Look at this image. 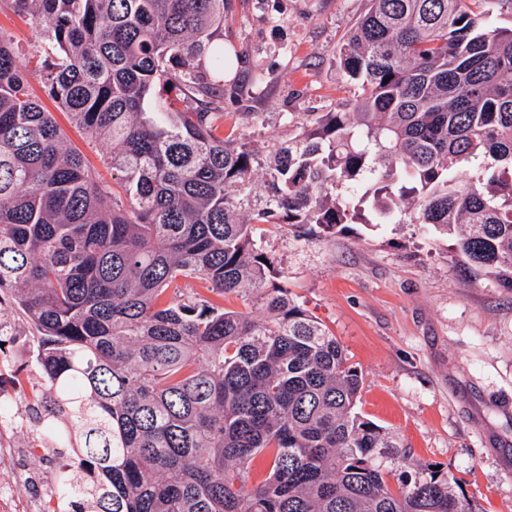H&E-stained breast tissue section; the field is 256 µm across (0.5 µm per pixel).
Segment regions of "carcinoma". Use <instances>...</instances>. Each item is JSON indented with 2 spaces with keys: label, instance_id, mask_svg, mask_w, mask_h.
I'll return each mask as SVG.
<instances>
[{
  "label": "carcinoma",
  "instance_id": "cac0c4a2",
  "mask_svg": "<svg viewBox=\"0 0 512 512\" xmlns=\"http://www.w3.org/2000/svg\"><path fill=\"white\" fill-rule=\"evenodd\" d=\"M5 2L43 41L0 30V344L20 311L71 512H481L439 470L389 483L398 440L356 412L361 375L263 244L404 216L511 287L512 29L471 0H368L338 52L358 94L262 158L224 134L231 0ZM34 77L112 144V182ZM30 82L33 94L41 99L47 110L54 112L68 140L83 152L87 165L97 171L102 178L112 182V170L106 168L102 163L103 150L100 144H89L83 131L71 125L67 117L61 113L62 111L57 107L56 103L46 97L38 80L32 78Z\"/></svg>",
  "mask_w": 512,
  "mask_h": 512
}]
</instances>
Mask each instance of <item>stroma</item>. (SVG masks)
Listing matches in <instances>:
<instances>
[{"label":"stroma","mask_w":512,"mask_h":512,"mask_svg":"<svg viewBox=\"0 0 512 512\" xmlns=\"http://www.w3.org/2000/svg\"><path fill=\"white\" fill-rule=\"evenodd\" d=\"M367 0H232L224 43L236 52L240 94L225 95L226 129L261 153L314 112H332L356 90L336 62ZM265 113L255 123L251 113ZM266 249L293 298L336 336L362 375L358 412L398 435L393 473L432 464L457 479L482 512H512V288L469 269L445 236L409 223L351 226L321 238H270ZM21 340L0 369V400L18 407L27 429L8 474L28 501L47 498L69 458L24 452L38 416L14 369L33 374Z\"/></svg>","instance_id":"1"}]
</instances>
